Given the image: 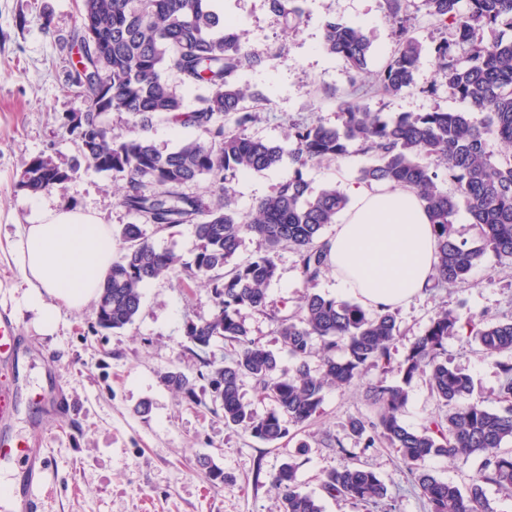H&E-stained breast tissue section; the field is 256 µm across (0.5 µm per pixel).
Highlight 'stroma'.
I'll use <instances>...</instances> for the list:
<instances>
[{
  "mask_svg": "<svg viewBox=\"0 0 512 512\" xmlns=\"http://www.w3.org/2000/svg\"><path fill=\"white\" fill-rule=\"evenodd\" d=\"M76 3L0 0V311L10 314L27 349L14 369L22 382L14 428L23 430L29 417L38 418L50 461L39 491L40 512H280V495L270 484V473L288 456H297L303 490L319 493L323 475L346 462L328 448V441L357 447L350 419L375 416L365 398L367 385L398 383L396 374L374 367L360 385L326 388L319 416L290 427L288 437L272 446L225 426L205 391L203 362L223 361L226 348L218 341L202 352L183 334L186 321L206 319L214 312L211 292L203 283L174 277L150 283L143 290L135 324L121 332L99 329L90 305L80 311L61 308L56 332L44 336L20 304L21 275L10 255L19 225L39 223L45 210L64 205L96 214L115 231L139 221L122 205L118 184L85 165L38 195L18 186L32 158L40 155L65 168L77 154L63 129L85 110L83 100L66 90L80 58L74 40L80 27ZM303 7L302 24L286 31L271 0H223L222 5L225 16L245 31L252 49L265 59L238 76L240 83L264 97L250 132L284 146L294 121L338 124L340 104L350 92L347 64L322 48L325 21L335 18L363 27L372 43V58L369 73L359 78L362 84H375L376 72L396 47L385 0H305ZM408 11L411 33L423 46L415 84L395 97L374 96L371 109L389 117L462 110V103L438 87L432 49L444 29L434 24L422 0H409ZM370 161V156L353 153L309 167L303 176L312 192L330 185L343 190ZM291 171L285 164L240 177L232 190L234 209L249 212ZM276 263L270 298L285 303L288 310H296L308 290L336 296L332 273L303 284L292 249L279 250ZM443 308L465 317L511 316L512 264L485 256L473 269L470 283L424 292L397 306L396 352L404 353ZM448 359L471 376L474 397H493L502 376L481 358L474 341L449 339ZM14 370L1 363L0 381ZM169 370L192 380L200 404H188L184 394L162 383V374ZM48 377L62 385L66 396L65 404L52 411L32 400L40 381ZM145 401L151 404L150 413L138 414ZM201 456L211 457L224 470V482L211 481L198 468ZM359 459L377 472L399 512H425L394 449L381 444Z\"/></svg>",
  "mask_w": 512,
  "mask_h": 512,
  "instance_id": "35a3bbf8",
  "label": "stroma"
}]
</instances>
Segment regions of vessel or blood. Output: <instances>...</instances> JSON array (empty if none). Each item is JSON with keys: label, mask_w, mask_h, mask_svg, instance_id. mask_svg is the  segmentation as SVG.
<instances>
[{"label": "vessel or blood", "mask_w": 512, "mask_h": 512, "mask_svg": "<svg viewBox=\"0 0 512 512\" xmlns=\"http://www.w3.org/2000/svg\"><path fill=\"white\" fill-rule=\"evenodd\" d=\"M22 343L12 321L0 316V361L12 362L22 355ZM17 402L11 385H0V469L11 471L12 485L0 491V512H39L36 491L49 466L38 422L26 433L13 432Z\"/></svg>", "instance_id": "b4317fda"}]
</instances>
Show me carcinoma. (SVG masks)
<instances>
[{"instance_id":"obj_1","label":"carcinoma","mask_w":512,"mask_h":512,"mask_svg":"<svg viewBox=\"0 0 512 512\" xmlns=\"http://www.w3.org/2000/svg\"><path fill=\"white\" fill-rule=\"evenodd\" d=\"M81 72L68 91L86 105V123L65 125L87 166L121 182V203L141 218L126 224L114 241L120 255L113 261L96 305V325L122 331L140 315L143 288L176 269L189 280L210 288L212 316L184 325V336L201 351L223 340L234 347L224 364L204 361L212 403L224 424L242 428L252 437L276 444L298 426L319 416L323 392L330 386L360 384L365 370L379 366L401 376L398 385L372 384L367 398L376 418L349 421L363 449L385 443L396 450L413 479L427 512H497L485 486L512 491V317L485 322L462 319L443 309L430 319L424 333L392 357L400 335L396 313L390 309L366 311L359 303L318 293L303 297L299 309L284 314L269 304L268 287L276 279L277 252L291 247L301 279L310 284L329 270L323 229L336 223L348 197L335 187L311 194L303 169L347 156L352 147L373 158L358 172V181L371 186L386 183L411 188L425 202L437 240V273L431 288L462 284L487 254L512 261V0H424V6L442 28H453V38L435 48L438 73L448 94L466 103L465 112H403L386 118L371 110L370 91L342 105L340 124L321 121L291 125L294 148L249 133L256 115L248 101L259 99L237 81L238 75L262 64L247 45L244 33L212 8V0H81ZM300 0H271L286 27L300 19ZM389 19L397 26V49L377 75V87L396 96L412 87L421 56L419 41L410 34L406 0H386ZM499 31L488 44L477 32ZM323 50L339 56L352 72H363L371 44L363 30L339 20L323 28ZM176 72L190 89H205L198 106L187 111L183 98L163 73ZM110 112L127 115L130 133H115L104 122ZM478 112L482 119L474 121ZM174 128L191 127L198 136L163 152L149 137L156 118ZM495 138L510 152L498 157L488 150ZM293 164L288 179L238 214L232 208V183L241 175ZM42 156L33 158L19 181L31 194L50 190L70 177ZM203 176L212 180L224 203L209 206L180 188ZM449 182L454 192L440 189ZM151 183L155 190L144 191ZM465 207L477 226L476 242L456 236L452 217ZM190 224L201 241L193 262L180 264L170 251L157 250L144 229ZM258 239L262 250L245 264L230 265L244 237ZM248 309L265 315L294 360L289 373L279 369L276 355L249 337L241 317ZM469 335L482 356L500 370L502 381L494 397L502 408L471 401V377L448 362V338ZM320 357L313 374L308 359ZM425 380L446 412L418 429L406 426L402 413L406 386ZM249 379L261 398L271 403L260 414L242 400L243 380ZM163 382L197 402L188 377L163 374ZM349 462L320 480L323 493L353 505L396 512V505L378 474L356 460L352 448L336 441ZM430 457L478 462L477 475L466 488L436 478L422 468ZM300 463L290 458L270 474L281 495V512H323L318 497L302 490Z\"/></svg>"}]
</instances>
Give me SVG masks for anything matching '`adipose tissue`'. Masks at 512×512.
<instances>
[{"label": "adipose tissue", "mask_w": 512, "mask_h": 512, "mask_svg": "<svg viewBox=\"0 0 512 512\" xmlns=\"http://www.w3.org/2000/svg\"><path fill=\"white\" fill-rule=\"evenodd\" d=\"M350 203L327 237L329 267L342 292L371 310L396 307L425 290L436 274L430 216L409 188L350 185ZM12 259L25 290L24 308L38 332L53 334L60 310L95 299L114 260L109 225L80 209L45 212L22 225Z\"/></svg>", "instance_id": "1"}]
</instances>
